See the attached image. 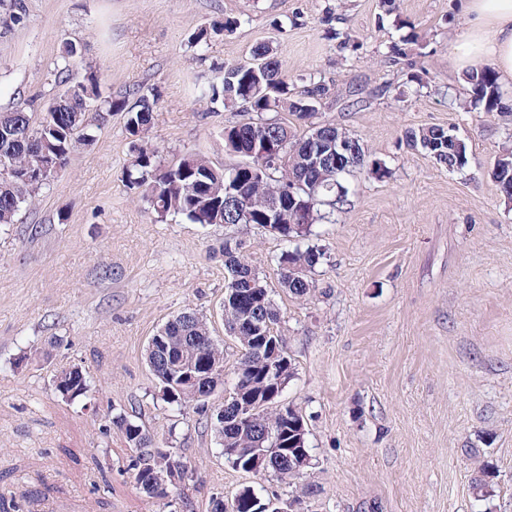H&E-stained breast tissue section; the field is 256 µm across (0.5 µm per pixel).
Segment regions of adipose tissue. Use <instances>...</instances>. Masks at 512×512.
Listing matches in <instances>:
<instances>
[{"instance_id": "1", "label": "adipose tissue", "mask_w": 512, "mask_h": 512, "mask_svg": "<svg viewBox=\"0 0 512 512\" xmlns=\"http://www.w3.org/2000/svg\"><path fill=\"white\" fill-rule=\"evenodd\" d=\"M468 29L455 53L463 65L492 63L512 80V0H468Z\"/></svg>"}]
</instances>
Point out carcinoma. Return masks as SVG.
<instances>
[{
	"label": "carcinoma",
	"mask_w": 512,
	"mask_h": 512,
	"mask_svg": "<svg viewBox=\"0 0 512 512\" xmlns=\"http://www.w3.org/2000/svg\"><path fill=\"white\" fill-rule=\"evenodd\" d=\"M26 15L25 0H0V23L8 27L21 23ZM81 47L69 44L54 63L58 90L40 112L16 109L0 112V226L14 224L24 204L47 187V183L25 180L18 173L36 167L40 153L30 149L29 139L41 141V149L57 152L62 165L80 148L95 141V132L114 112L125 117L126 132L138 141L134 156L123 171L126 187L140 196L149 207L165 219L183 217L193 224H263L267 208L276 204L283 211L282 226L272 233L287 243L276 258L281 287L297 298H306L315 291L310 273L323 258L322 251L303 242L312 235V227L326 219L321 207L332 208L348 202L349 191L336 194L334 184L348 185V177L361 168H368L378 178L387 174L380 163H369L363 147L357 154L344 156L341 162L331 161L323 168L311 169L304 164L306 140L315 131L322 139L336 142L340 130L315 122L316 107L331 95V86L322 77H311L300 86H290L288 70L273 56L265 44L257 45L247 60L226 64L216 80L200 89V97L225 108L256 113L250 122L224 128V147L240 155L246 162L231 168H217L199 154H186L166 164L156 148L145 141L152 114L157 104L153 95L132 90L118 97H104L96 68H84L82 79L70 78V72L83 60ZM469 84V107L482 112H497L509 117V105L503 102L498 74L489 64H478L466 75ZM283 110L295 117L296 127L264 118L266 112ZM454 130L440 126L410 129L404 141L412 149L425 153L438 165L451 169L459 157H467L463 141H454ZM281 147L280 159L269 158L265 143ZM501 155L506 166H493V179L499 194L512 203V148ZM234 177L238 197L230 199L226 191L229 177ZM224 265L229 282L248 293V302L241 306L227 304L224 331L231 334L241 321L258 325L262 333L279 323V312L272 303L267 282L259 275L244 254L242 243L224 242ZM164 348L174 357L195 362L200 372L224 384V348L211 344L210 320L195 312H182L165 324ZM240 357L235 374L246 383L240 387L241 399L258 408L253 422L243 431L224 429L219 437L222 447L240 449L235 457L237 468L258 476L268 473L280 480L295 477L308 470L299 461L297 451L308 446V430L302 413L288 407L283 419L280 398L267 396L268 386L263 374L270 362L280 368V383L287 386L294 375L293 365L282 361L287 355L283 339L277 348H269L260 340L237 339ZM59 394L73 400L87 393L89 381L78 367L61 369L55 375ZM197 388L182 382L172 394L162 392L169 403L180 407L201 408L196 400ZM112 424L123 431L127 442L140 454L129 464L137 485L151 498L162 497L178 488L187 477L191 465L173 442L158 443L141 425L118 415ZM495 472L487 465L474 469L472 493L486 500L492 492Z\"/></svg>",
	"instance_id": "cac0c4a2"
}]
</instances>
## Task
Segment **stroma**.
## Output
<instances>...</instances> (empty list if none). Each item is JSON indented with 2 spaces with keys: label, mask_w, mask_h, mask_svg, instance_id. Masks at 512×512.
I'll return each instance as SVG.
<instances>
[{
  "label": "stroma",
  "mask_w": 512,
  "mask_h": 512,
  "mask_svg": "<svg viewBox=\"0 0 512 512\" xmlns=\"http://www.w3.org/2000/svg\"><path fill=\"white\" fill-rule=\"evenodd\" d=\"M0 33V112L40 111L54 62L81 44L101 92L137 88L159 101L147 134L165 159L240 163L225 127L247 113L212 107L215 69L269 43L294 83L321 76L334 93L317 120L362 141L378 179L349 178L350 205L308 239L324 253L309 299L279 284L285 242L259 224L163 220L131 193L123 113L19 213L0 226V506L5 512H211L245 486L260 498L312 486L300 512H512V206L491 177L512 125L467 111L452 63L465 0H25ZM236 32L193 35L227 16ZM407 55L392 61L393 45ZM360 107H352V100ZM454 129L469 165L451 173L402 143L411 128ZM241 241L280 313L294 364L281 400L301 408L314 466L285 482L225 462L203 414L163 400L145 361L152 336L184 311L206 315L224 345L225 386L238 346L219 307L224 242ZM91 382L62 398L54 376ZM125 414L156 439L174 435L192 470L148 497L112 423ZM492 466L490 499L470 490ZM54 377L56 391L66 400L80 397L89 390V381L78 367L62 368Z\"/></svg>",
  "instance_id": "35a3bbf8"
}]
</instances>
